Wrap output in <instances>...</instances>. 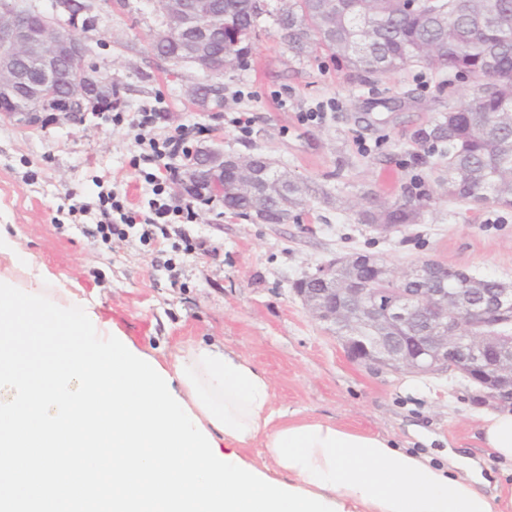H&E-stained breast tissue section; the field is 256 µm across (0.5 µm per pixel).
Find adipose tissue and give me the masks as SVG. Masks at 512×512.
I'll return each instance as SVG.
<instances>
[{
	"label": "adipose tissue",
	"mask_w": 512,
	"mask_h": 512,
	"mask_svg": "<svg viewBox=\"0 0 512 512\" xmlns=\"http://www.w3.org/2000/svg\"><path fill=\"white\" fill-rule=\"evenodd\" d=\"M0 266L23 272L27 290L69 305L59 286L36 281L38 266L2 231ZM164 369L176 394L223 443L224 456H238L269 478L322 496L344 512H512V503L486 493L478 460L451 453L437 463L388 438L275 407L269 378L239 353L190 344ZM478 431L487 456L512 464V409L483 412ZM256 446L263 454L250 455Z\"/></svg>",
	"instance_id": "obj_1"
}]
</instances>
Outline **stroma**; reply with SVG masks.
<instances>
[{
  "label": "stroma",
  "instance_id": "stroma-1",
  "mask_svg": "<svg viewBox=\"0 0 512 512\" xmlns=\"http://www.w3.org/2000/svg\"><path fill=\"white\" fill-rule=\"evenodd\" d=\"M269 4L272 12L280 6ZM272 12L245 63L225 70L224 101L214 106L189 96L202 72L153 54L161 17L152 0H96L89 61L111 72L119 102L76 123L46 113L35 129L0 119V229L98 300L101 318L158 360L188 343L218 344L266 372L277 407L388 437L437 462L451 451L482 456L477 416L488 403L472 381L350 360L294 288L353 253L375 254L399 271L431 257L512 281V210H475L434 193L438 151L417 138L472 85L420 66L368 78L325 53L297 56ZM316 110L320 118L310 119ZM144 112L155 115L156 139L200 127L204 143L262 156L324 194L284 224L197 201L193 221L170 239L147 241L136 229L102 239L93 232L101 194L143 212L154 197L157 166L137 126ZM243 112L252 118L245 131L234 123ZM423 192L434 199L419 222L391 235L357 221V205Z\"/></svg>",
  "mask_w": 512,
  "mask_h": 512
}]
</instances>
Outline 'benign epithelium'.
Masks as SVG:
<instances>
[{"label": "benign epithelium", "instance_id": "benign-epithelium-1", "mask_svg": "<svg viewBox=\"0 0 512 512\" xmlns=\"http://www.w3.org/2000/svg\"><path fill=\"white\" fill-rule=\"evenodd\" d=\"M162 15L153 48L167 61L194 65L212 76L226 67L214 51L224 27V0H155ZM91 0H52L51 11L0 10V116L28 127L41 114L76 121L112 105V76L87 63ZM181 40L182 54L163 46ZM250 191L262 171L254 157L228 156L214 146L199 148L181 168L182 195L198 191L224 200V173ZM386 277L374 286L370 270ZM484 280L436 259L397 271L375 255L354 253L306 275L297 294L312 316L337 330L348 355L359 362L407 373L464 371L485 399L512 404V283L493 293Z\"/></svg>", "mask_w": 512, "mask_h": 512}]
</instances>
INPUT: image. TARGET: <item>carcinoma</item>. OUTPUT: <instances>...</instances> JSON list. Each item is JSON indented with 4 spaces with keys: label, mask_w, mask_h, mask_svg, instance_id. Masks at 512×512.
I'll use <instances>...</instances> for the list:
<instances>
[{
    "label": "carcinoma",
    "mask_w": 512,
    "mask_h": 512,
    "mask_svg": "<svg viewBox=\"0 0 512 512\" xmlns=\"http://www.w3.org/2000/svg\"><path fill=\"white\" fill-rule=\"evenodd\" d=\"M488 0H434L409 8L403 0H325L334 12L336 36L315 15L314 4L299 0L296 10L276 22L288 45L308 57L326 48L356 72L386 75L416 64L473 78L472 93L441 112L420 138L441 148L436 185L474 208H512V0H496L501 17H486ZM440 11L442 22L429 15ZM263 13L251 0H224V37L216 52L234 62L248 56ZM267 189L238 193L224 176V209L263 224H286L291 210L319 190L267 171ZM430 196L408 195L357 212L361 224H416Z\"/></svg>",
    "instance_id": "1"
}]
</instances>
